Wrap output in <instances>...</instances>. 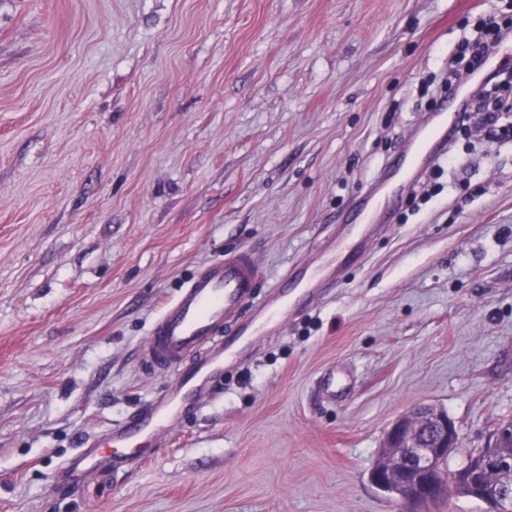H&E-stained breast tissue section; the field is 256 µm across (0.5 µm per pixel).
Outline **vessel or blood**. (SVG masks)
<instances>
[{"mask_svg":"<svg viewBox=\"0 0 512 512\" xmlns=\"http://www.w3.org/2000/svg\"><path fill=\"white\" fill-rule=\"evenodd\" d=\"M460 116L458 108L440 105L427 126L428 138L439 150H446L448 135ZM351 243L341 239L324 253L308 278L293 280L296 298H303L332 276L338 260ZM263 276L255 256L244 250L230 251L202 269L168 303L156 318L145 343L146 362L154 370L174 372L178 389L156 401L151 411L133 418L121 431L126 440L147 439L157 428L170 422L183 401L202 396L205 385L222 363L232 360L241 345L254 342L263 332L280 325L288 316V302L262 308L247 322H240L243 308L253 302ZM211 344L210 357L188 362L190 353Z\"/></svg>","mask_w":512,"mask_h":512,"instance_id":"b4317fda","label":"vessel or blood"}]
</instances>
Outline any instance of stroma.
I'll return each mask as SVG.
<instances>
[{
    "label": "stroma",
    "mask_w": 512,
    "mask_h": 512,
    "mask_svg": "<svg viewBox=\"0 0 512 512\" xmlns=\"http://www.w3.org/2000/svg\"><path fill=\"white\" fill-rule=\"evenodd\" d=\"M490 17L512 0H0V512H402L370 480L391 421L480 448L512 419V132L459 128L201 409L64 469L174 386L143 346L199 269L251 250L270 304L348 233Z\"/></svg>",
    "instance_id": "obj_1"
}]
</instances>
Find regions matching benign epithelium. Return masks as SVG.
Masks as SVG:
<instances>
[{
    "instance_id": "1",
    "label": "benign epithelium",
    "mask_w": 512,
    "mask_h": 512,
    "mask_svg": "<svg viewBox=\"0 0 512 512\" xmlns=\"http://www.w3.org/2000/svg\"><path fill=\"white\" fill-rule=\"evenodd\" d=\"M512 420L498 423L489 443L476 449L481 456L473 470L448 472V456L462 447V436L448 413L433 405L417 406L394 420L384 433L370 470L372 482L392 489L406 512H438L459 491L492 506V512H512Z\"/></svg>"
}]
</instances>
